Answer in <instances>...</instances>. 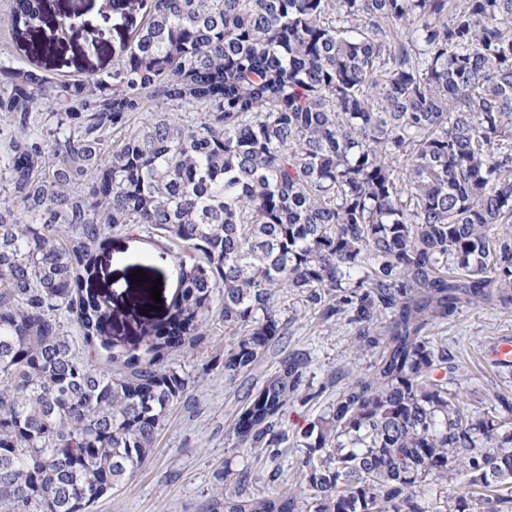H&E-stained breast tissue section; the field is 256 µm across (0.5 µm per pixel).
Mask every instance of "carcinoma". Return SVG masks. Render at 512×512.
I'll list each match as a JSON object with an SVG mask.
<instances>
[{
    "label": "carcinoma",
    "instance_id": "cac0c4a2",
    "mask_svg": "<svg viewBox=\"0 0 512 512\" xmlns=\"http://www.w3.org/2000/svg\"><path fill=\"white\" fill-rule=\"evenodd\" d=\"M112 67L47 74L41 0L0 62V512H90L149 457L212 326L233 446L275 462L310 391L287 298L372 364L302 432L301 488L224 470L208 512H502L512 396L471 409L433 329L512 309V0H112ZM67 18L51 45L70 42ZM179 259L130 345L97 288L116 233ZM277 370L235 397L237 382ZM461 493H448L455 483ZM230 338V336L224 335V328L215 326L211 335L207 336L204 344L201 345V348L184 352L179 355L178 359H180L186 370L195 374L201 371L203 365L216 353H224V346L229 343Z\"/></svg>",
    "mask_w": 512,
    "mask_h": 512
}]
</instances>
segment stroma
<instances>
[{"instance_id": "1", "label": "stroma", "mask_w": 512, "mask_h": 512, "mask_svg": "<svg viewBox=\"0 0 512 512\" xmlns=\"http://www.w3.org/2000/svg\"><path fill=\"white\" fill-rule=\"evenodd\" d=\"M45 10L51 17L63 11L77 13L68 49L70 62L65 66L49 63L50 75L78 78L90 70L111 67L112 52L119 46L118 19L105 0H45ZM139 271L148 279L160 280V299L170 302L178 281L173 254L145 237L113 235L102 256L98 286L112 301L119 338L129 342L135 341L136 328L155 301L143 297L140 286L132 283V274ZM435 334L448 348L456 367V390L464 401L486 408L497 394L512 395V371L494 362L497 345L512 341V310L489 304L464 306ZM350 337L347 326L330 329L311 312H297L280 349L285 354H308V377L320 395L289 410L284 420L289 443H296L302 430L334 399L336 389L329 386L328 380L337 368L356 375L370 365L371 355L349 354ZM228 342L223 328L214 327L201 348L182 353L179 359L186 370L203 372V365L223 351ZM203 374L188 402L170 410L143 467L120 488L97 500L92 512H207L216 474L226 468L236 473L250 470L252 478L246 491L251 495H272L299 487L295 456L283 459L281 476L272 482L263 477V466L253 455L233 448L229 439L233 407L224 386V374L219 370Z\"/></svg>"}]
</instances>
